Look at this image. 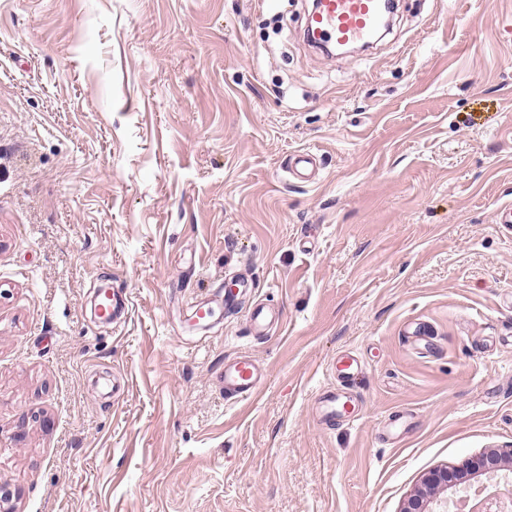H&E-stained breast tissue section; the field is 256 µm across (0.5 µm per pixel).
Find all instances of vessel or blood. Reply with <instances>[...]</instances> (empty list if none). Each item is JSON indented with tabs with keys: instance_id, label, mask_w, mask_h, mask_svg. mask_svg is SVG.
<instances>
[{
	"instance_id": "1",
	"label": "vessel or blood",
	"mask_w": 512,
	"mask_h": 512,
	"mask_svg": "<svg viewBox=\"0 0 512 512\" xmlns=\"http://www.w3.org/2000/svg\"><path fill=\"white\" fill-rule=\"evenodd\" d=\"M382 20V0H316L307 19V27L321 41L354 43L370 39ZM288 171L296 179H315V160L305 151L292 155ZM265 379L264 370L248 355H241L224 364L220 376L225 397L242 402L251 399Z\"/></svg>"
}]
</instances>
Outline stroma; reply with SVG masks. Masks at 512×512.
<instances>
[{
    "label": "stroma",
    "mask_w": 512,
    "mask_h": 512,
    "mask_svg": "<svg viewBox=\"0 0 512 512\" xmlns=\"http://www.w3.org/2000/svg\"><path fill=\"white\" fill-rule=\"evenodd\" d=\"M311 8L0 0L12 512H400L512 448V0H397L343 57L306 41ZM303 150L311 183L285 170ZM346 353L353 425L314 406ZM243 354L267 376L225 400ZM512 471V448H489L481 455L464 459L459 464L445 466L426 475L420 486L404 503L401 512H447L448 490L470 480L494 478L499 471ZM444 506L446 510H433L430 505Z\"/></svg>",
    "instance_id": "stroma-1"
}]
</instances>
